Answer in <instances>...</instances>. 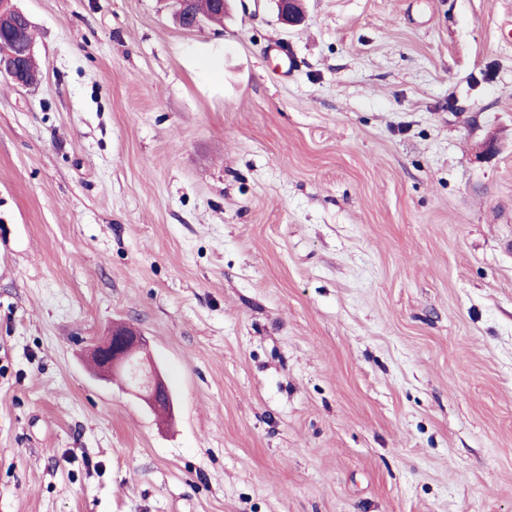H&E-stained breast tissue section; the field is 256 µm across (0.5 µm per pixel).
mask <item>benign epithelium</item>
<instances>
[{
  "instance_id": "1",
  "label": "benign epithelium",
  "mask_w": 512,
  "mask_h": 512,
  "mask_svg": "<svg viewBox=\"0 0 512 512\" xmlns=\"http://www.w3.org/2000/svg\"><path fill=\"white\" fill-rule=\"evenodd\" d=\"M193 3L194 0H173L179 22L195 29L201 23ZM275 5L282 22L296 25L301 21L298 0H275ZM33 55L34 42L28 40L25 32L13 29L8 40L0 37V71L8 74L19 87L38 84L25 69L26 58ZM146 345V338L133 328L115 326L105 337L93 340L89 352L100 375L108 376L117 371L125 373L129 378V389L135 395L151 408L162 407L171 400L170 391L159 368H148L138 359Z\"/></svg>"
}]
</instances>
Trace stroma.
<instances>
[{"mask_svg": "<svg viewBox=\"0 0 512 512\" xmlns=\"http://www.w3.org/2000/svg\"><path fill=\"white\" fill-rule=\"evenodd\" d=\"M15 3L0 512H512V0ZM224 5V9L227 3V0H220ZM220 1L218 0H196L195 3V12L193 9L194 0H173V4L175 7V13L178 16V20L180 23L192 25V27H188L187 29H195L202 25L199 23L198 17L195 15H199L200 19L203 21H213L219 22L224 19V13L222 12ZM7 41L0 36L1 73H7L19 87L38 84V80L32 81L29 77L24 65L27 57L34 56L27 61V69L32 75L41 77L42 71L35 57L34 42L28 40L26 33L19 29H12ZM147 345L146 338L131 327L115 326L89 345L93 364L102 376L121 371L129 378L128 389L150 407H163L170 391L158 367L147 368L137 357Z\"/></svg>", "mask_w": 512, "mask_h": 512, "instance_id": "1", "label": "stroma"}]
</instances>
